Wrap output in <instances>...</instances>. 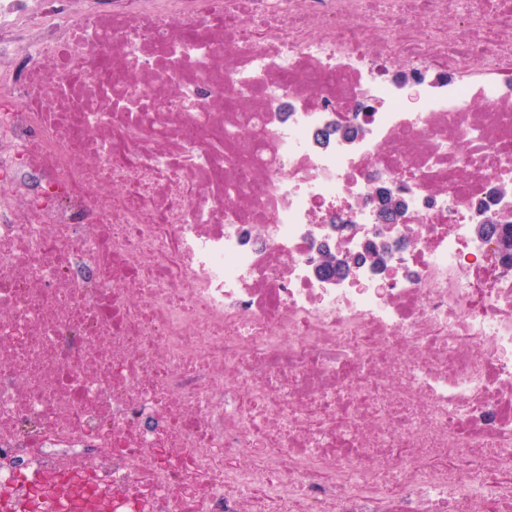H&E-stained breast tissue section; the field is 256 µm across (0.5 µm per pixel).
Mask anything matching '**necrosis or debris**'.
Instances as JSON below:
<instances>
[{"label": "necrosis or debris", "instance_id": "4bbe7bcc", "mask_svg": "<svg viewBox=\"0 0 512 512\" xmlns=\"http://www.w3.org/2000/svg\"><path fill=\"white\" fill-rule=\"evenodd\" d=\"M510 177L512 0H0V512H512ZM392 198V202L395 204H400V211L397 215V224L402 223L404 220L412 221L415 220L412 217H406V213L408 211V204L406 198L403 195L402 191L394 192L387 188H375L372 192L365 195L362 198V205L364 207L370 208L373 213L376 215L378 224H385L386 219L389 221H393L392 214L393 211L389 209L388 215L387 210L390 206L388 203V198ZM388 216V217H387ZM500 219H502V217L498 215L494 220H492L486 211L481 210H477L471 215L472 225L476 232H478L482 228L483 224H485L481 229L480 236L492 234L493 236H496L498 243L501 241L503 245H507L510 242V249L506 247L507 252L505 258L510 267H512V221L503 224H488L490 221L498 222Z\"/></svg>", "mask_w": 512, "mask_h": 512}]
</instances>
